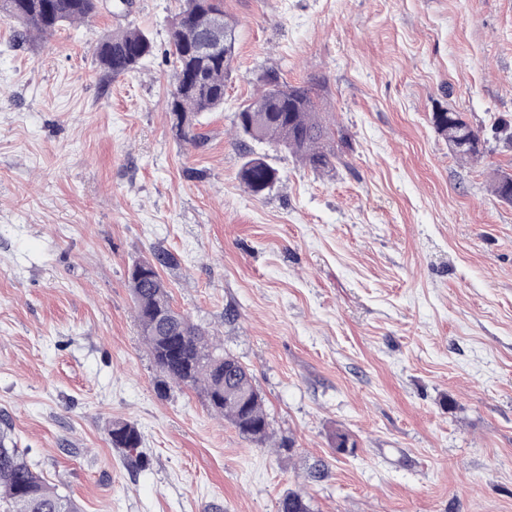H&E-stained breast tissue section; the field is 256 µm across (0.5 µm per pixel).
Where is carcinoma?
<instances>
[{
    "mask_svg": "<svg viewBox=\"0 0 512 512\" xmlns=\"http://www.w3.org/2000/svg\"><path fill=\"white\" fill-rule=\"evenodd\" d=\"M100 0H0V20L17 24L15 36L22 41L47 38L65 24L94 17ZM224 17L227 33L224 52L201 55L197 44L208 31L211 12ZM238 21L224 13L223 0H181L168 32V53L173 67L166 111L173 117L178 140L199 145V117L224 109V82L233 70ZM154 42L140 29L127 27L103 39L96 48L97 60L110 77L129 73L153 54ZM431 123L448 141V148L461 162L480 159L488 138L460 112L431 113ZM233 125L242 143L254 141L285 149L318 174L336 171V155L327 147L334 132L318 112L314 85L288 84L273 74L250 103L234 112ZM238 178L244 189L262 197L280 182L279 171L251 150L243 154ZM495 197L512 204V171L499 170L492 181ZM174 257L160 249L133 261L128 283L142 340L162 375L159 387L169 383L199 389L208 406L224 416L238 433L261 447L270 436V421L264 398L253 384L249 369L215 344L209 332L178 312L160 270ZM114 448L131 453L141 445L138 428L114 421L109 429ZM0 512H81L77 502L59 493L42 472L16 447L8 420L0 421ZM278 512H312L310 501L290 491L278 502Z\"/></svg>",
    "mask_w": 512,
    "mask_h": 512,
    "instance_id": "obj_1",
    "label": "carcinoma"
}]
</instances>
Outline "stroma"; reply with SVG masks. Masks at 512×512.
<instances>
[{
  "label": "stroma",
  "mask_w": 512,
  "mask_h": 512,
  "mask_svg": "<svg viewBox=\"0 0 512 512\" xmlns=\"http://www.w3.org/2000/svg\"><path fill=\"white\" fill-rule=\"evenodd\" d=\"M178 8L103 0L24 43L0 21V417L18 446L82 512H277L291 490L313 512H512V205L490 191L512 145L462 163L429 118L512 122V0H224L237 54L200 146L164 109ZM130 24L154 53L110 78L95 49ZM269 69L319 83L338 160L320 176L252 143L281 176L256 198L232 118ZM157 248L174 308L252 373L265 446L200 391L158 392L127 282ZM114 420L139 428L144 468Z\"/></svg>",
  "instance_id": "1"
}]
</instances>
